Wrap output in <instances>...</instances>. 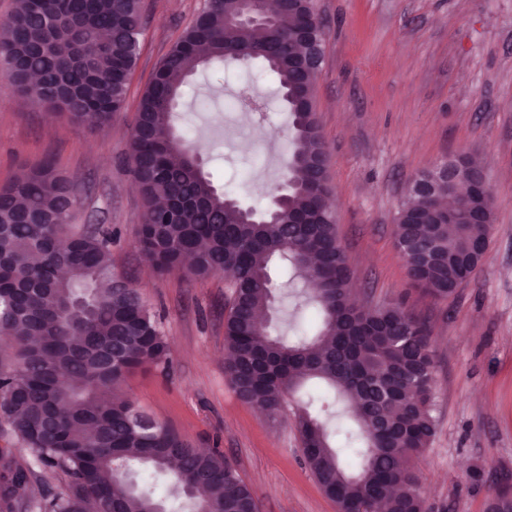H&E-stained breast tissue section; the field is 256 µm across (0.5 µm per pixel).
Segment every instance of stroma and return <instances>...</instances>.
Masks as SVG:
<instances>
[{
  "label": "stroma",
  "mask_w": 512,
  "mask_h": 512,
  "mask_svg": "<svg viewBox=\"0 0 512 512\" xmlns=\"http://www.w3.org/2000/svg\"><path fill=\"white\" fill-rule=\"evenodd\" d=\"M326 52L316 110L339 241L360 295L398 303L430 329L435 435L412 458L426 512H486L512 491V0H316ZM143 33L124 111L93 131L0 88V184L50 159L80 188L72 221L117 233L112 265L159 315L164 365L121 386L195 447L224 456L258 512H338L302 457L294 408L243 403L224 375V276L149 267L135 247L144 205L128 165L143 89L204 0H142ZM177 125L204 149L216 186L256 209L289 150L288 114L259 65L196 77ZM468 153L485 163L495 221L475 276L447 298L407 277L395 217L415 175Z\"/></svg>",
  "instance_id": "stroma-1"
}]
</instances>
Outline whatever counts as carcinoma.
<instances>
[{"label": "carcinoma", "mask_w": 512, "mask_h": 512, "mask_svg": "<svg viewBox=\"0 0 512 512\" xmlns=\"http://www.w3.org/2000/svg\"><path fill=\"white\" fill-rule=\"evenodd\" d=\"M0 21V84L38 97L70 122L97 128L126 103L142 34L141 0H25ZM315 0H293L272 25L231 22L238 0H208L170 48L143 91L129 165L145 204L137 230L143 259L160 272L230 277L224 320V374L239 399L270 415L311 382L295 413L304 462L341 512H425L409 460L435 433L430 330L399 304L356 308L354 271L311 182L312 163L328 177L314 99L315 73L297 61L300 17ZM259 62L288 109L291 150L282 181L292 184L281 215L254 224L225 203L199 173L197 148L170 107L200 69L214 62ZM179 162L172 163V156ZM79 189L51 160L0 186V331L15 360L0 367V421L30 453L22 466L0 450V512H168L145 471L175 483L188 506L247 512L252 492L216 452H200L118 392L133 371L161 363V320L133 284L112 269V227L68 231ZM478 220L450 223L434 201L412 196L395 217L396 245L410 280L436 297L452 295L476 272L488 247L492 205L470 192ZM281 261L289 289L315 283L305 307L318 323L290 342L262 325L274 296L270 267ZM58 469L63 488L39 500L28 493L34 469ZM487 512H512L500 491Z\"/></svg>", "instance_id": "cac0c4a2"}]
</instances>
